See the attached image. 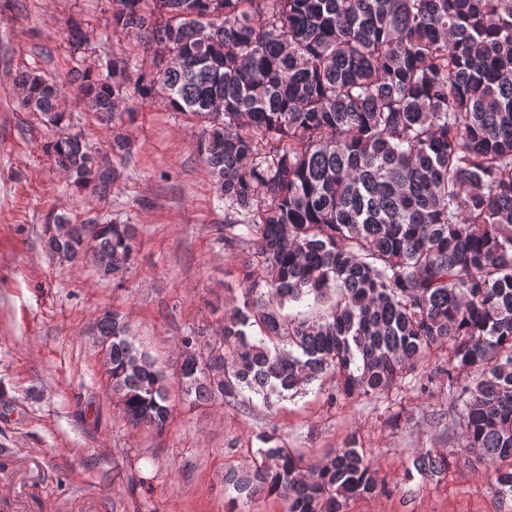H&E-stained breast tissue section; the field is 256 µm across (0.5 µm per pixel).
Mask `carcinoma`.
I'll list each match as a JSON object with an SVG mask.
<instances>
[{"mask_svg": "<svg viewBox=\"0 0 512 512\" xmlns=\"http://www.w3.org/2000/svg\"><path fill=\"white\" fill-rule=\"evenodd\" d=\"M112 25L146 40L153 71L132 85L123 60L76 66L88 109L107 128L128 89L148 100L159 87L171 110L202 120L224 244L252 246L217 339L180 338L182 399L270 407L331 376L334 406L411 376L418 394L448 399L460 447L512 497V0H112ZM18 85L58 130L47 153L70 185L112 193L109 158L130 142L97 156L39 68ZM49 222L51 257L125 281L131 225ZM90 334L122 418L163 433L166 370L116 310ZM254 438L252 465L224 470L228 512L258 495L284 512H348L383 490L354 441L307 463L274 429ZM451 463L427 450L407 478Z\"/></svg>", "mask_w": 512, "mask_h": 512, "instance_id": "cac0c4a2", "label": "carcinoma"}]
</instances>
